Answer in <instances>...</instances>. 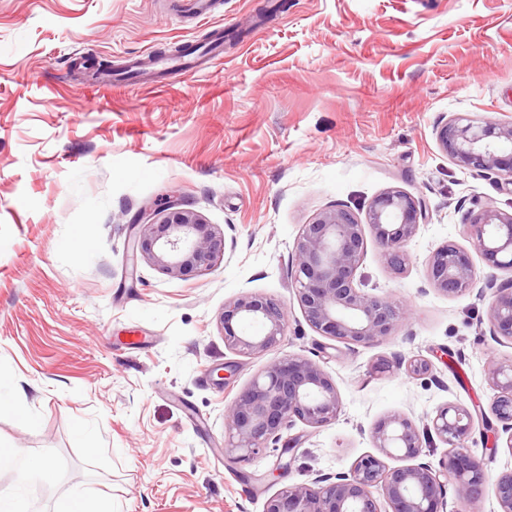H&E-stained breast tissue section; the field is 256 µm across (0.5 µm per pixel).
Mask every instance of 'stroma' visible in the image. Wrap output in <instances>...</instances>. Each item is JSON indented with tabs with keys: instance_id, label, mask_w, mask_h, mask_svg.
<instances>
[{
	"instance_id": "1",
	"label": "stroma",
	"mask_w": 512,
	"mask_h": 512,
	"mask_svg": "<svg viewBox=\"0 0 512 512\" xmlns=\"http://www.w3.org/2000/svg\"><path fill=\"white\" fill-rule=\"evenodd\" d=\"M192 4L0 0V385L23 389L0 406V449L47 462L30 512L76 489L115 512H264L279 489L373 452L382 415L489 406L490 366L512 363L489 297L445 295L426 274L438 246L471 247L473 202L512 212V192L454 164L436 133L457 114L512 123V0H209L204 16ZM216 40V64L160 65ZM391 187L428 219L404 273L370 239L356 279L411 316L351 351L307 324L294 242L322 209L361 215ZM172 194L223 232L215 272L128 263L130 219ZM246 291L286 306L282 353L316 360L343 408L231 467L224 409L269 360L224 346L218 317ZM400 358L433 371L408 375ZM467 446L489 478L480 512H498L512 451L477 433Z\"/></svg>"
}]
</instances>
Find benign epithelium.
I'll use <instances>...</instances> for the list:
<instances>
[{
  "label": "benign epithelium",
  "instance_id": "7a95c632",
  "mask_svg": "<svg viewBox=\"0 0 512 512\" xmlns=\"http://www.w3.org/2000/svg\"><path fill=\"white\" fill-rule=\"evenodd\" d=\"M445 153L459 166L494 174L500 184L512 186V124L487 120L475 123L452 116L438 127ZM426 218L424 202L398 188L373 198L360 219L353 210L336 205L317 213L303 225L291 258L295 295L309 326L319 335L354 346L387 339L410 314L409 305L391 295L370 296L355 282L366 235L382 250L387 266L396 274L406 269V246ZM468 234L485 264L512 271V213L492 205L477 204L465 216ZM135 253L171 277L201 276L224 262V233L197 212L181 207L173 195L159 206L140 209L130 220ZM427 277L446 295L458 294L477 283L470 252L453 242L438 246L426 261ZM491 291L488 309L490 331L498 341L512 345V279ZM288 312L275 299L243 292L224 303L219 316L224 346L240 355H257L278 349L285 338ZM261 325L258 335L244 325ZM488 382L494 391L490 412L496 428L480 405L474 409L458 403L439 407L419 427L409 417L393 413L375 421L371 438L378 454L356 459L346 472L323 475L312 484L280 489L266 502L264 512H381L374 492L382 495L386 512H446V485L453 481L457 499L468 512L487 483L483 462L472 455L466 442L482 422V437L497 452L499 432L507 434L512 450V364L493 365ZM342 400L328 373L314 360L284 354L267 363L224 409V454L233 463L259 454L268 441H278L281 431L300 421L311 428L335 422ZM440 440L448 445L438 465L420 462L392 467L398 456L417 459L423 448ZM500 512H512V470L494 483Z\"/></svg>",
  "mask_w": 512,
  "mask_h": 512
}]
</instances>
